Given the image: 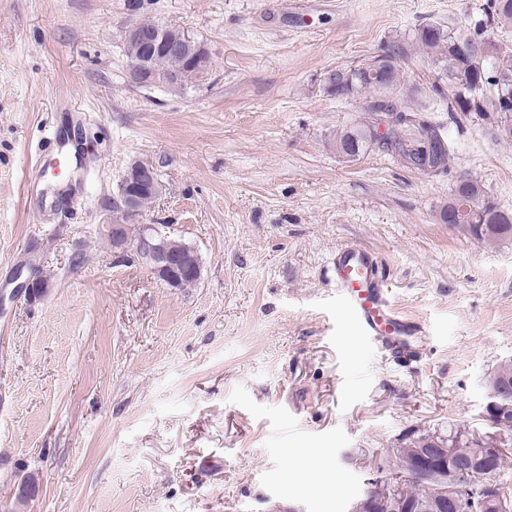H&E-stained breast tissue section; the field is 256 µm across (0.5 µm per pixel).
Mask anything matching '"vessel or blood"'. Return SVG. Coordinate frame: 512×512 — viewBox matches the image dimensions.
Masks as SVG:
<instances>
[{"label": "vessel or blood", "instance_id": "vessel-or-blood-1", "mask_svg": "<svg viewBox=\"0 0 512 512\" xmlns=\"http://www.w3.org/2000/svg\"><path fill=\"white\" fill-rule=\"evenodd\" d=\"M332 272L361 334L395 359L410 357L414 349L408 339L421 335L423 327L390 304L386 277L375 253L359 244L344 245L336 252Z\"/></svg>", "mask_w": 512, "mask_h": 512}]
</instances>
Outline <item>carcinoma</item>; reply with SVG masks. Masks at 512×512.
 Instances as JSON below:
<instances>
[{"instance_id":"obj_1","label":"carcinoma","mask_w":512,"mask_h":512,"mask_svg":"<svg viewBox=\"0 0 512 512\" xmlns=\"http://www.w3.org/2000/svg\"><path fill=\"white\" fill-rule=\"evenodd\" d=\"M512 25V0H489L485 8V22L467 36H456L432 24L424 25L417 31V41L423 51L435 57L441 66L439 80L448 87V110L451 112L485 111V92L487 84L481 80L480 67H488L495 73L512 77V48L501 47L494 41L498 29ZM480 43L487 47L484 62L461 52L466 44ZM384 69L371 73L365 68H338L327 76L330 92L338 96L365 95L371 98L370 110L373 112H398L404 120L418 125V135L405 138L396 133L390 141L391 153L397 155L403 163L416 167L421 161V147L434 128L415 117L404 113L399 98L401 86L400 69L396 55L381 56ZM210 68V56L205 51H184L180 54L160 53L152 61L147 82L162 83L171 87H184L203 77ZM492 111L504 115V126H512V83L493 89L490 102ZM372 142V134L360 127L341 131L336 135L333 145L342 144L359 157L367 151ZM472 200H478V212L475 223L471 225V234L480 242L494 243L512 239V213H508L486 198L480 180L471 177L461 179L455 188ZM430 438L425 435L411 440L394 454L395 461L380 464L389 475H404L411 464L414 449ZM475 478L468 475L459 482L458 493L465 497L470 512H483L481 499L472 488Z\"/></svg>"}]
</instances>
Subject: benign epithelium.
Returning a JSON list of instances; mask_svg holds the SVG:
<instances>
[{
  "instance_id": "1",
  "label": "benign epithelium",
  "mask_w": 512,
  "mask_h": 512,
  "mask_svg": "<svg viewBox=\"0 0 512 512\" xmlns=\"http://www.w3.org/2000/svg\"><path fill=\"white\" fill-rule=\"evenodd\" d=\"M130 38L154 48L162 45L176 51L192 45L193 38L181 30L172 39H164L158 33L146 32L140 24L127 27ZM160 192L155 168L143 162L131 164L125 174V186L118 204L132 218L141 214L144 202L155 198ZM112 246L125 250L132 248L134 253L149 267L154 275L168 287L180 289L184 282L196 276V271L187 269L181 262L180 245L169 235L153 224H144L139 240L128 243L127 225L112 223L106 225ZM490 402L486 410V422L490 432L476 435L486 447L485 457L473 459L467 463V470L482 479V499L493 512H505L512 504L508 493L494 480V462L503 448L504 435L512 432L508 424H497L493 419L500 413L512 412V387L504 386L496 375L488 379ZM463 455V449L455 443H436L434 448H421L410 465L407 479L425 487L437 490L431 497L413 501L404 496L391 497V512H463L465 500L450 493L453 484L463 475L457 469V462Z\"/></svg>"
}]
</instances>
